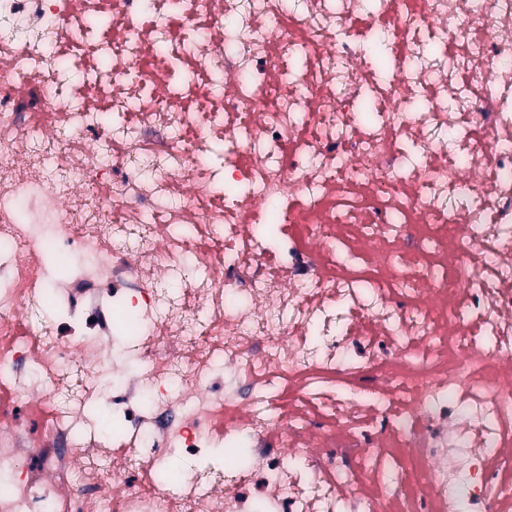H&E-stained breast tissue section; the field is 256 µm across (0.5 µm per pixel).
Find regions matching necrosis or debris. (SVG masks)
Here are the masks:
<instances>
[{
	"label": "necrosis or debris",
	"instance_id": "4bbe7bcc",
	"mask_svg": "<svg viewBox=\"0 0 512 512\" xmlns=\"http://www.w3.org/2000/svg\"><path fill=\"white\" fill-rule=\"evenodd\" d=\"M460 481L512 512V0H0V512Z\"/></svg>",
	"mask_w": 512,
	"mask_h": 512
}]
</instances>
